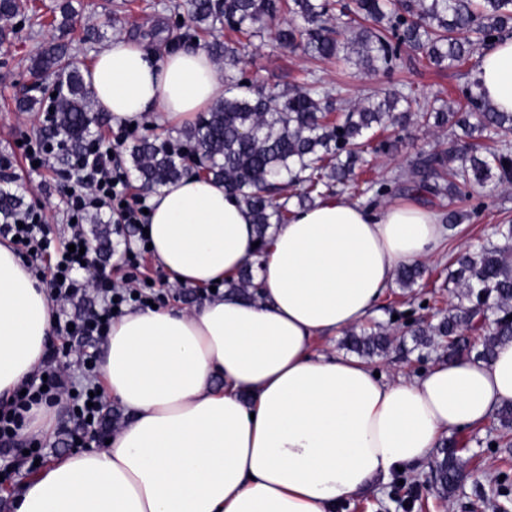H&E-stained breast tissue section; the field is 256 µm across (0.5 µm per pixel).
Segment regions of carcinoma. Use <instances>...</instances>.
<instances>
[{
  "label": "carcinoma",
  "mask_w": 512,
  "mask_h": 512,
  "mask_svg": "<svg viewBox=\"0 0 512 512\" xmlns=\"http://www.w3.org/2000/svg\"><path fill=\"white\" fill-rule=\"evenodd\" d=\"M52 26L61 36L30 59L34 82L53 75L56 123L44 137L60 142L64 165L90 137L93 100L66 35L77 11L71 0L52 8ZM188 29L206 38L212 59L224 63V99L199 114L183 132L195 166L224 182L251 217L260 244L274 224L288 222V191L298 187V205L311 204L335 184L363 170L366 153L389 154L402 140L390 132L418 125L448 135V147L424 151L409 168L389 179H372L375 196L415 192L432 201L467 202L478 188L512 185V112L486 100L477 78L479 57L493 41L512 35V0H188ZM34 27L26 0H0V44L16 33L15 19ZM272 37L314 62L335 60L367 72L392 74L404 47L422 51L437 68L469 77L458 100L421 93L405 84L372 91L355 102L333 95L314 77L300 87L268 90L243 77L240 39ZM147 36L167 47L182 44L181 27L158 25ZM133 171L150 190L179 180L189 166L182 151L143 138L132 145ZM503 244L482 245L456 257L454 301L437 322L421 318L409 325L415 345L439 349L453 358L468 347V336L483 337L476 358L489 361L496 348L512 341V224H500ZM423 275L418 265L398 267L396 283L411 290ZM229 288L250 299L257 294L252 267ZM350 349L368 357L388 352L391 337L380 323L348 334ZM498 442L512 445V405L498 412ZM455 438L441 445L432 469L443 499L452 497L463 471Z\"/></svg>",
  "instance_id": "obj_1"
}]
</instances>
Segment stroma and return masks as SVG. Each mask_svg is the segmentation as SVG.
<instances>
[{"instance_id": "1", "label": "stroma", "mask_w": 512, "mask_h": 512, "mask_svg": "<svg viewBox=\"0 0 512 512\" xmlns=\"http://www.w3.org/2000/svg\"><path fill=\"white\" fill-rule=\"evenodd\" d=\"M184 2L73 0L78 14L69 38L81 70H88L103 43L125 36L127 30L134 26L147 29L167 22L174 18L175 6ZM31 3L42 15L44 27H19L11 43L0 45V157H9L11 161L9 169H0V187L20 196L23 206L40 209L51 234L59 236L64 230L58 213L59 201L71 183L63 176V165L55 161L39 171H32L26 147L41 141V114L37 111L21 112L16 108L17 100L35 95L33 80L28 73L29 61L55 33L51 25L54 0H31ZM87 26L98 27L104 34L102 41L82 42V31ZM244 69L251 79L280 89L303 85L308 73L313 71L325 86L340 89L342 95L350 100L393 81L416 87L428 97L441 91L452 99L464 81L456 70L439 71L427 67L420 52L409 48L403 49L402 65L393 76L362 74L354 77L342 73L335 64L312 63L300 52L279 45L269 37L255 40ZM93 130L121 139L128 145L145 135L176 144L180 141L181 128L163 122L158 114L149 113L127 134L122 133L117 123L107 116L94 125ZM439 141L436 133L411 128L398 153L368 155L373 176H391L413 162L418 151L431 149ZM509 220H512V188H501L495 191L493 198L486 200L477 217L451 228L443 258L428 263L423 280L413 290L395 286L386 292L376 319L386 325L393 343L386 356L370 359L373 369L395 378L418 375L434 363L432 352L415 348L407 333L409 319L423 316L422 305L426 302H436L438 309L447 310L450 257L463 251L468 243L492 239L495 226ZM497 435L496 424L492 421L479 428L458 432L467 478L451 500L439 498L430 482L428 468L419 466L395 473L388 480L376 481L365 492L338 506L335 512H492L481 495L498 485L503 472V458H512V447L496 446Z\"/></svg>"}]
</instances>
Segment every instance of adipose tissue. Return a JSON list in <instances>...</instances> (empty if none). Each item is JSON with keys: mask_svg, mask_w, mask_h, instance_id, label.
Here are the masks:
<instances>
[{"mask_svg": "<svg viewBox=\"0 0 512 512\" xmlns=\"http://www.w3.org/2000/svg\"><path fill=\"white\" fill-rule=\"evenodd\" d=\"M477 76L485 98L512 112V38L483 51ZM86 82L116 121L156 110L180 124L224 96L197 47L159 57L115 40ZM148 205L153 262L208 296L113 321L98 378L128 422L105 450L32 473L13 512H332L512 403V342L487 362L463 356L394 381L314 348L373 316L399 265L441 254L438 210L326 196L293 209L259 249L239 198L212 177L184 176ZM249 263L255 298L216 292ZM53 327L45 284L0 242V397L38 368Z\"/></svg>", "mask_w": 512, "mask_h": 512, "instance_id": "1", "label": "adipose tissue"}]
</instances>
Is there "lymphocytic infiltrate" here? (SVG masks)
Masks as SVG:
<instances>
[{
    "mask_svg": "<svg viewBox=\"0 0 512 512\" xmlns=\"http://www.w3.org/2000/svg\"><path fill=\"white\" fill-rule=\"evenodd\" d=\"M76 181L67 196V217L71 219L69 246L53 247L42 213L32 209L13 212L0 225V237L12 240L14 248L29 269L48 286L50 296L60 306L94 296L96 303L75 318L58 314L59 333H74L86 338L106 335L116 312L146 307L153 297L145 278L137 272V262L129 251H122L115 265V275L100 274L94 284L79 280L82 257L77 246L86 244L83 217L91 212L115 215L125 229L139 232L145 220V197L128 195L127 174L118 157L112 156L102 138H95L93 152L70 167ZM82 382H74L65 372L46 367L24 382V394H13L0 401V461L11 462L19 452L31 449V442L21 440L20 432L32 407L68 397L75 430L64 443L80 446L79 429L105 424L106 402L92 378L98 361L96 353L80 350Z\"/></svg>",
    "mask_w": 512,
    "mask_h": 512,
    "instance_id": "lymphocytic-infiltrate-1",
    "label": "lymphocytic infiltrate"
}]
</instances>
